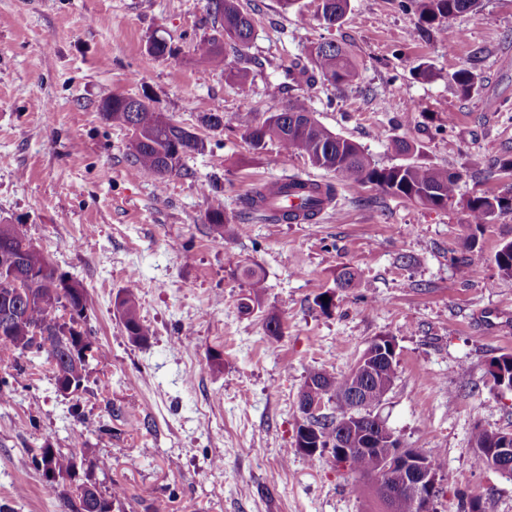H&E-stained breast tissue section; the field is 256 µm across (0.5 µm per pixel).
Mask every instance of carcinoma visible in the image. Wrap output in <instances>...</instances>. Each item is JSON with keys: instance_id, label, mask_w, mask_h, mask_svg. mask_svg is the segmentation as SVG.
I'll use <instances>...</instances> for the list:
<instances>
[{"instance_id": "obj_1", "label": "carcinoma", "mask_w": 512, "mask_h": 512, "mask_svg": "<svg viewBox=\"0 0 512 512\" xmlns=\"http://www.w3.org/2000/svg\"><path fill=\"white\" fill-rule=\"evenodd\" d=\"M481 0H404L403 7L415 11L419 28H439L452 17L471 12L480 7ZM213 6L214 23L218 34L224 36V45L236 54L241 47L250 43L254 26L249 13L240 9L238 0H208ZM349 0H321L318 8L322 16L318 20L328 26L340 22L347 13ZM195 62L203 66H224L225 78L242 82L247 70L234 67L226 62L224 50L218 46L215 37L199 41L194 48ZM299 75L311 81L321 76L335 85H347L357 76L356 65L348 51L334 41L319 43L316 52L310 53L309 63L299 69ZM288 95L284 108L258 121L256 113L241 112L237 122L253 149L260 150L269 141L277 142L285 152H299L308 157L312 165L333 171L349 184L361 187L374 186L397 198L414 203H425L444 208L455 195L462 174L450 173L444 169L425 167L413 163L379 168L369 159L362 147L352 140L343 138L322 126L308 110L301 96L295 93L292 84L280 86ZM102 119L108 124L134 131L139 142L129 147L134 164L147 170L163 183L172 176L188 174L185 158L188 154L204 149V142L195 133L184 128L172 117H163L151 104L140 105L132 111L119 97L112 93L100 103ZM338 190L332 182L313 183L298 174L286 179L282 186V200L269 202L262 186H256L247 194L245 204L250 213L271 223L312 224L337 200ZM300 200L299 212H288V197ZM491 204L483 196L468 202L470 223L479 229L494 217L491 207L504 213L512 211V202L505 197H494ZM206 218L211 230L222 236L233 234V227L224 215V203L217 196L211 197ZM476 249V235L472 234L465 252L450 257V262L461 273L472 262ZM14 259L15 269L23 274L21 288L23 295H15L6 301V289L12 287L0 273V325L9 323L10 332L0 335V352L22 354L36 350L46 354L53 366L55 386L71 384L77 392L87 377L89 361L85 347L94 345L89 356L93 359L107 357V351L94 343L87 328L89 310L88 292L83 283L58 273L55 264L36 248L21 224H0V256ZM500 274L512 278V240L502 242L494 255ZM241 275L248 280V295L242 298L240 309L247 312L250 304L259 302L264 292V278L252 266L241 268ZM114 309L131 343L145 345L151 331L141 319L137 288L131 284L116 296ZM490 366L498 371L488 370L493 387L500 389L512 385V354H502L491 360ZM372 371L360 375L367 400L355 410L357 420L354 427L336 424L337 415L345 414L342 407L336 411L310 420L317 427L320 449L305 450L293 448L313 463L321 460L327 449H336V439L341 434L347 438H361L369 432L374 423L370 408L377 405L391 389L396 371L388 363H374ZM325 383L333 392L349 390V375L340 378L322 370L307 373L304 385L320 386ZM495 430L478 429L471 439L473 460L477 467L487 469L486 449L496 447ZM394 452L380 444L364 452L351 455L348 469L352 472L373 475L382 469L386 458ZM37 469L46 480L45 489L60 496L64 512H112L114 501L119 496H103L96 486L76 481L78 457L75 453L63 454L45 447L34 455Z\"/></svg>"}]
</instances>
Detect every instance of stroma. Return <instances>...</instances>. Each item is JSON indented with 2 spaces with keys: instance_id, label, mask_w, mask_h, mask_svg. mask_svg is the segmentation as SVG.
Returning <instances> with one entry per match:
<instances>
[{
  "instance_id": "obj_1",
  "label": "stroma",
  "mask_w": 512,
  "mask_h": 512,
  "mask_svg": "<svg viewBox=\"0 0 512 512\" xmlns=\"http://www.w3.org/2000/svg\"><path fill=\"white\" fill-rule=\"evenodd\" d=\"M206 3L0 0V222L24 225L83 282L88 326L108 352L71 396L56 391L45 355H0V512H63L32 463L44 446L108 461L88 475L103 495L121 489L113 512L158 501L167 512H381L370 476L293 450L308 371L345 375L379 336L397 343V377L373 413L406 447L441 450L435 512H460L464 493L480 496L482 512H512V477L475 468L470 444L478 426L512 431V392L488 376L494 357L512 353V278L493 261L512 239V212L475 232L467 208L476 195L512 196L499 169L512 159V0H482L427 34L400 0H350L329 29L313 17L317 0L297 12L240 0L255 25L241 84L193 60L212 32ZM156 36L173 56L148 54ZM326 40L351 52L358 75L302 85L309 110L378 167L462 172L448 206L355 188L278 143L257 151L245 139L238 113L280 111L288 67ZM462 68L475 76L466 95L452 79ZM108 92L148 96L205 141L185 159L191 177L161 184L127 159V131L100 115ZM207 113L223 127H202ZM396 138L417 151L397 155ZM295 173L334 182L335 208L313 224L243 220L253 185ZM211 185L233 236L209 227ZM472 234L480 251L463 276L449 258ZM247 265L265 275L248 314L234 274ZM345 268L356 287H337ZM132 277L152 330L143 346L114 314ZM326 291L324 312L314 299ZM272 315L276 339L265 332Z\"/></svg>"
}]
</instances>
